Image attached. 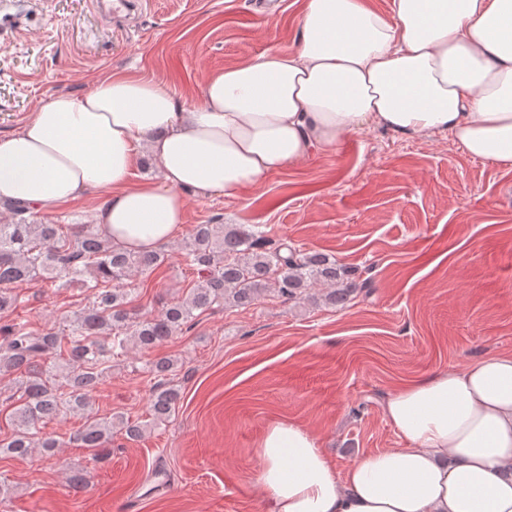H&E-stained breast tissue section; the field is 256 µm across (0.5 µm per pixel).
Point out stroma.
I'll return each mask as SVG.
<instances>
[{
    "instance_id": "1",
    "label": "stroma",
    "mask_w": 512,
    "mask_h": 512,
    "mask_svg": "<svg viewBox=\"0 0 512 512\" xmlns=\"http://www.w3.org/2000/svg\"><path fill=\"white\" fill-rule=\"evenodd\" d=\"M253 12L249 0H146L127 21L102 20L92 0H0V135L16 132L50 98L78 96L110 75L142 77L185 104L207 76L300 47L304 0ZM103 197L32 214L35 223L88 224ZM199 224L259 225L274 242L333 256L369 277L370 291L335 307L275 293L198 316L190 332L113 361L88 414L45 427L60 448L1 457L12 492L0 512H263L257 444L291 422L317 438L337 475L363 456L403 442L383 413L403 387L512 351V167L464 153L447 136L366 129L285 167L236 195L186 196L167 260L124 282L144 317L181 302L196 281L182 248ZM0 325L62 329L87 305L83 289L21 285ZM174 359L181 400L150 427L153 362ZM145 424L141 438L112 430L110 458L71 437L87 416ZM164 470L168 493L149 492ZM87 485H70L73 473Z\"/></svg>"
}]
</instances>
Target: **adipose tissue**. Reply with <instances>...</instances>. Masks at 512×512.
Masks as SVG:
<instances>
[{"instance_id":"adipose-tissue-1","label":"adipose tissue","mask_w":512,"mask_h":512,"mask_svg":"<svg viewBox=\"0 0 512 512\" xmlns=\"http://www.w3.org/2000/svg\"><path fill=\"white\" fill-rule=\"evenodd\" d=\"M301 46L212 73L200 105L157 83L110 77L52 98L0 136V203L41 212L105 197L113 245L155 249L185 220L186 192L231 196L281 168L384 129L449 137L512 166V0H307ZM162 183H130L141 152ZM406 445L344 476L306 429L271 424L258 443L265 512H512V352L436 373L389 396Z\"/></svg>"}]
</instances>
